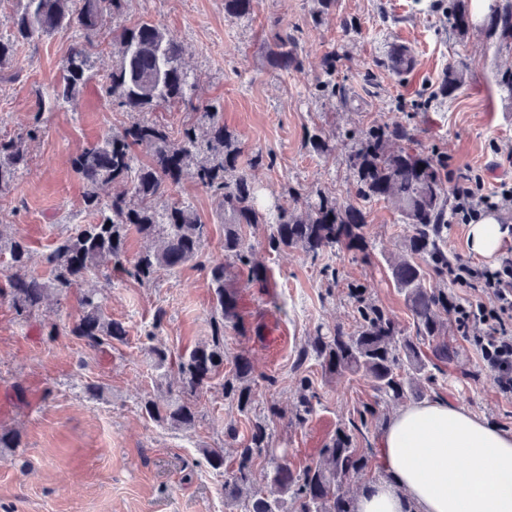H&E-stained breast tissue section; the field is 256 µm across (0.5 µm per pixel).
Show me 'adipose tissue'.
Returning <instances> with one entry per match:
<instances>
[{
	"instance_id": "adipose-tissue-1",
	"label": "adipose tissue",
	"mask_w": 512,
	"mask_h": 512,
	"mask_svg": "<svg viewBox=\"0 0 512 512\" xmlns=\"http://www.w3.org/2000/svg\"><path fill=\"white\" fill-rule=\"evenodd\" d=\"M380 450L391 479L366 489L358 512H512V434L447 400L402 409Z\"/></svg>"
}]
</instances>
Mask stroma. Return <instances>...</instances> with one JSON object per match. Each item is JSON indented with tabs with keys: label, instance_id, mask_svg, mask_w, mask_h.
I'll list each match as a JSON object with an SVG mask.
<instances>
[{
	"label": "stroma",
	"instance_id": "1",
	"mask_svg": "<svg viewBox=\"0 0 512 512\" xmlns=\"http://www.w3.org/2000/svg\"><path fill=\"white\" fill-rule=\"evenodd\" d=\"M151 20L177 35L183 62L198 77L200 103L220 102L224 124L241 142L242 171L255 183L263 206H290L295 199L335 196L367 215L363 228L370 259L336 245L322 261L301 248L268 250L267 225L245 228L253 259L265 267L262 280L234 268L224 285L237 292L244 326L227 330L228 355L246 352L256 375L272 376L274 388L261 396L291 407L299 374L311 378L320 396L301 425L277 421L273 445L295 465L316 463L320 451L360 402L372 400L370 382L352 376L325 378L316 362L297 368V352L315 328L351 326L347 287L365 284L369 295L395 319L403 334L413 332L402 294L392 285L387 258L402 251L406 228L390 202L359 198L350 154L363 129L400 120L414 126L415 150L435 153L448 163L449 180L465 174L484 179L483 193L512 183V99L498 81L512 70V49L500 46L483 26L459 38L448 20V0H336L320 13L317 0H255L251 16L225 14L224 0H129L123 16L107 26ZM292 32L300 68L282 71L269 60L274 26ZM75 39L63 29L37 43L19 46V70L0 76V134L23 130L39 96L58 80ZM408 48L413 67L390 68L392 46ZM336 52V96L318 95L324 59ZM115 54L98 56L94 78L65 107L45 113L44 132L31 149L22 177L0 193V224L15 231L40 258L57 238L89 223L82 210V183L70 160L82 148L128 125L129 115L113 111L100 93ZM464 60L462 87L454 98L437 90L449 62ZM329 136L330 151L305 148L307 130ZM263 153L270 164L254 168ZM171 196L193 204L209 226L204 265L188 263L143 284L116 276L100 289L112 319L124 323L126 343L103 352L88 350L70 333L79 316L75 296L52 299L31 318L18 317L0 293V427L13 430L19 445L0 451V512H225L221 476L208 467L202 448H224V427L247 435L250 423L216 390L197 395L202 418L181 430L145 418L142 399L152 393L157 372L148 360L144 331L157 309L166 319L159 340L181 353L207 339L213 289L208 267L224 261V226L211 193L193 180L173 187ZM336 269L334 292H327L323 264ZM56 324L55 339L44 327ZM455 357L437 377L435 397L512 433V397L499 393L470 337L453 331ZM101 387L98 399L84 387Z\"/></svg>",
	"mask_w": 512,
	"mask_h": 512
}]
</instances>
